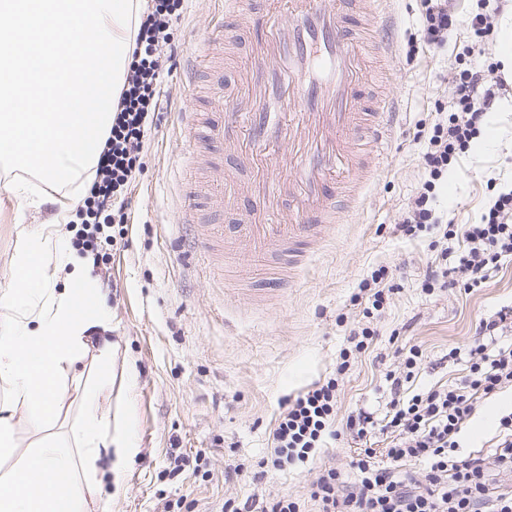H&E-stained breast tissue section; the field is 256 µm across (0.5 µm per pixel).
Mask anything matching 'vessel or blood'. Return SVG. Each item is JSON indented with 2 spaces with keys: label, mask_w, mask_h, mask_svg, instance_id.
<instances>
[{
  "label": "vessel or blood",
  "mask_w": 512,
  "mask_h": 512,
  "mask_svg": "<svg viewBox=\"0 0 512 512\" xmlns=\"http://www.w3.org/2000/svg\"><path fill=\"white\" fill-rule=\"evenodd\" d=\"M382 0H224L234 29L216 22L212 40L225 55L245 50L235 78L198 86L204 50L184 81L218 112L203 122L183 115L189 134L223 146L235 165L212 167L194 195L224 214L200 249L277 259L272 287L297 270L302 245L322 239L336 221V198L362 180V147L378 146L389 124L373 120L364 91L375 59L392 48L380 23Z\"/></svg>",
  "instance_id": "1"
}]
</instances>
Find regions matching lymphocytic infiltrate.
Masks as SVG:
<instances>
[{"label":"lymphocytic infiltrate","mask_w":512,"mask_h":512,"mask_svg":"<svg viewBox=\"0 0 512 512\" xmlns=\"http://www.w3.org/2000/svg\"><path fill=\"white\" fill-rule=\"evenodd\" d=\"M424 42L442 46L449 30L459 23L449 0H423ZM183 0H146L128 56L123 85L112 124L99 154L95 176L76 215L90 228L75 243L93 266L106 263L101 245L124 240L129 206L127 189L144 169L148 136L164 113L160 91L164 63L175 62L174 30L181 18ZM490 68L463 64L448 85L451 110L423 138L424 179L404 209L396 229L415 237L439 230L437 261L427 265L422 287L434 289L448 271L443 266L456 241L467 247L458 253V268L469 288L481 286L502 258L512 256V189L497 193L475 224H446L434 206L438 189L460 157L472 147L488 112L504 89L503 80H490ZM511 312L479 321L468 349L469 374L459 383L441 384L425 392L405 395L422 356L418 346L400 349L402 373L388 371L391 400L383 427H376L371 412H350L337 422L338 378L350 368L352 352H363L374 336L370 326L351 329L348 348L340 352L335 376L316 382L296 398L286 400L272 432L267 454L251 465L225 471L228 482L248 479L261 484L269 473H288L311 465L315 476L306 498L282 494L271 499L250 496L243 505L225 501L224 512H512V490L490 487L486 463L494 461L512 470V411L502 412L491 440V455L456 454L457 435L467 422L504 388L512 387V345L496 342L498 330ZM388 436L385 448H370L375 429ZM350 439L362 448L352 458L350 474L317 462L329 442Z\"/></svg>","instance_id":"1"}]
</instances>
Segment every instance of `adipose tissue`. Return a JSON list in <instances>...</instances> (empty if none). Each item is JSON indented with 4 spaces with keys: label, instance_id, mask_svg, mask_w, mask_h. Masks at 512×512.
Here are the masks:
<instances>
[{
    "label": "adipose tissue",
    "instance_id": "ef3b65f1",
    "mask_svg": "<svg viewBox=\"0 0 512 512\" xmlns=\"http://www.w3.org/2000/svg\"><path fill=\"white\" fill-rule=\"evenodd\" d=\"M85 264L71 252L46 263L40 239H29L0 294V512H88L103 476L121 477L132 453L127 433L113 429L100 404L111 377L109 346L95 358V379L77 369L91 331L110 329L99 299L77 303L91 293ZM61 275L69 286L59 292ZM19 412L33 434L22 454Z\"/></svg>",
    "mask_w": 512,
    "mask_h": 512
}]
</instances>
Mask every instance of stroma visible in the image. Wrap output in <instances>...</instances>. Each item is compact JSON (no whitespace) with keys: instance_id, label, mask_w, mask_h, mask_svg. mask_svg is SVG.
Returning a JSON list of instances; mask_svg holds the SVG:
<instances>
[{"instance_id":"1","label":"stroma","mask_w":512,"mask_h":512,"mask_svg":"<svg viewBox=\"0 0 512 512\" xmlns=\"http://www.w3.org/2000/svg\"><path fill=\"white\" fill-rule=\"evenodd\" d=\"M388 7L396 18L395 57L374 64L367 91L393 98V134L362 196L343 209L326 242L291 282L269 290L266 268L246 258L226 262L220 251L209 258L192 251L189 231L179 222L187 133L178 114L209 110L186 90L182 74L222 9V0H186L175 32L177 62L161 74L168 108L132 192V241L111 250L107 272L86 273L112 325V385L102 404L128 417L134 448L106 512H164L169 503L175 512H224L226 499L253 493L305 497L312 478L305 469L268 475L258 486L226 483L224 471L264 455L286 399L336 375L347 335L362 319L363 307L352 297L373 271L387 269L396 291L370 321L375 336L368 349L338 375L341 419L361 408L383 421L390 400L384 375L399 369L396 349L408 342L423 352L410 391L460 381L469 373L466 349L480 319L512 308V259L481 287L467 289L456 255H449L454 286L428 292L421 280L437 255L434 233L412 238L395 230L424 174L417 132L448 105L451 63L475 44L481 63L497 62L498 37L476 40L467 25L476 0H453L461 23L439 48L421 38L422 0H389ZM486 125L494 132L492 143L462 156L438 195L437 213L457 224L479 221L492 195L489 179L512 183V112H491ZM16 184L27 185V193L15 195ZM62 194L25 172H0V291L9 287L12 258L30 235L47 238L46 262L70 250L77 224L53 221ZM454 347L460 356L448 358ZM510 406L507 388L482 408L463 433L464 453L486 451L498 410ZM174 450L186 457L179 471Z\"/></svg>"}]
</instances>
